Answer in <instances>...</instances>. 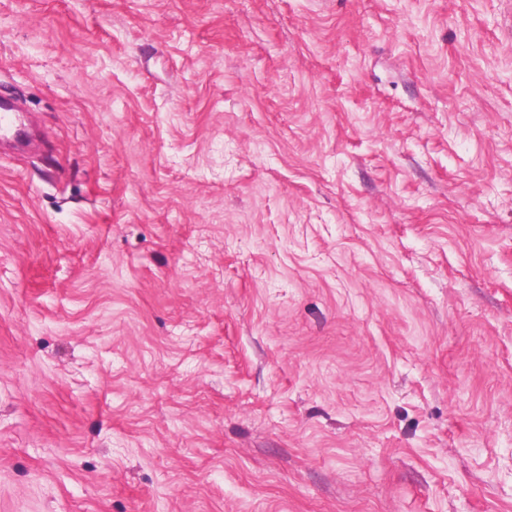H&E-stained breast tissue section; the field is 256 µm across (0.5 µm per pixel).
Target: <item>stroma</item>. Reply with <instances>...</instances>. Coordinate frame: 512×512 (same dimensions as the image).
Masks as SVG:
<instances>
[{
	"label": "stroma",
	"mask_w": 512,
	"mask_h": 512,
	"mask_svg": "<svg viewBox=\"0 0 512 512\" xmlns=\"http://www.w3.org/2000/svg\"><path fill=\"white\" fill-rule=\"evenodd\" d=\"M0 512H512V0H0Z\"/></svg>",
	"instance_id": "stroma-1"
}]
</instances>
